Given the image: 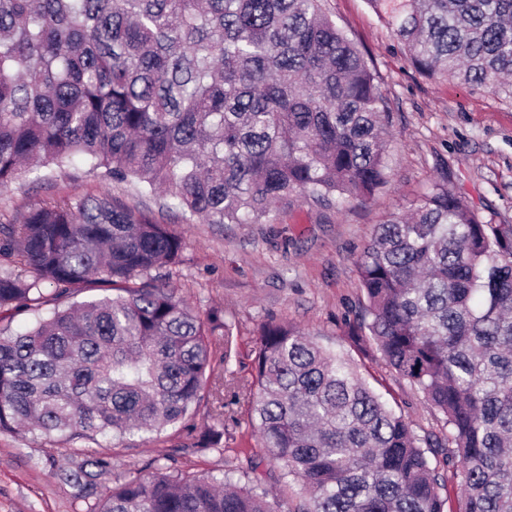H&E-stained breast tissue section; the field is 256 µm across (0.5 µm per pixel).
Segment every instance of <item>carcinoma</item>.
I'll return each instance as SVG.
<instances>
[{
	"label": "carcinoma",
	"instance_id": "obj_1",
	"mask_svg": "<svg viewBox=\"0 0 512 512\" xmlns=\"http://www.w3.org/2000/svg\"><path fill=\"white\" fill-rule=\"evenodd\" d=\"M323 2L0 0V189L26 165L79 159L209 224L374 195L388 181L385 98ZM367 3L429 79L495 89L512 75V0ZM182 250L108 193L0 222V321L33 318L0 336V434H158L246 388L212 378L210 337L224 334L230 362L232 324L202 320L161 274ZM355 266L366 303L351 335L423 394L447 439L418 437L343 354L269 321L250 425L303 505L159 462L99 498L112 456L93 448L58 480L89 512H512V224L481 221L435 181L410 216L376 225ZM87 289L103 295L75 300ZM223 438L220 422L192 447Z\"/></svg>",
	"mask_w": 512,
	"mask_h": 512
}]
</instances>
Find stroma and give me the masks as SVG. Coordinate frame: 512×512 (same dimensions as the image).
I'll use <instances>...</instances> for the list:
<instances>
[{
	"label": "stroma",
	"mask_w": 512,
	"mask_h": 512,
	"mask_svg": "<svg viewBox=\"0 0 512 512\" xmlns=\"http://www.w3.org/2000/svg\"><path fill=\"white\" fill-rule=\"evenodd\" d=\"M338 28L365 53L389 110V183L366 200L325 206L299 200L262 224H208L141 196L132 183H105L80 162L23 176L0 192V221L30 204L85 194L109 193L170 225L184 241L170 283L200 316L219 315L234 325L237 357L224 362V339L211 338L216 375L253 373L262 323L274 320L308 333L347 354L388 404L419 436H441V416L381 355L355 346L347 334L363 298L355 259L386 216L410 209L433 182L442 180L482 221L512 224V89H487L457 81L435 82L412 67L403 45L366 0H326ZM252 402L240 396L224 414V451L192 447L194 434L215 422L199 407L187 428L170 426L158 437L114 439L108 452L113 474L144 475L156 458L172 472L245 479L253 474L266 488L301 500L299 482L284 481L281 462L258 446L248 423ZM34 430L0 435V512H85L45 464L61 447ZM258 459L251 469L250 459Z\"/></svg>",
	"instance_id": "stroma-1"
}]
</instances>
